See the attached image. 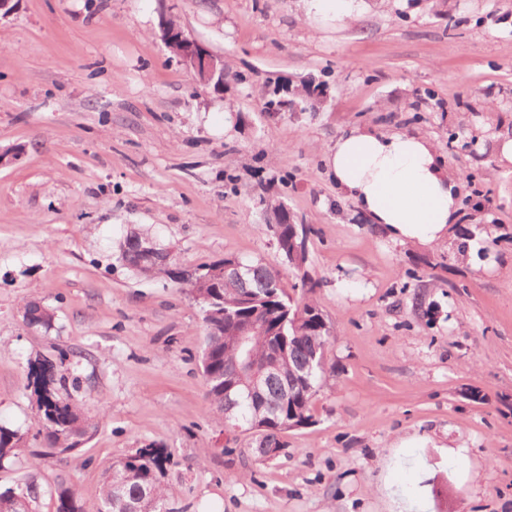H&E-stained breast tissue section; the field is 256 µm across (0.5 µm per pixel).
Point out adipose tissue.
<instances>
[{
  "instance_id": "1",
  "label": "adipose tissue",
  "mask_w": 512,
  "mask_h": 512,
  "mask_svg": "<svg viewBox=\"0 0 512 512\" xmlns=\"http://www.w3.org/2000/svg\"><path fill=\"white\" fill-rule=\"evenodd\" d=\"M314 33L343 31L365 0H300ZM323 161L336 189L369 222L402 245L435 247L461 216L460 191L433 140L420 132L355 126L326 148Z\"/></svg>"
}]
</instances>
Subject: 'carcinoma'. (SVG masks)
<instances>
[{"label":"carcinoma","instance_id":"obj_1","mask_svg":"<svg viewBox=\"0 0 512 512\" xmlns=\"http://www.w3.org/2000/svg\"><path fill=\"white\" fill-rule=\"evenodd\" d=\"M273 219L267 222L278 250L288 262L302 290L311 292L317 281L306 268L307 253L293 252L295 233L308 231L304 224L290 222L282 205L271 207ZM120 259L133 273L144 278L165 276L185 282L201 307L205 332L202 369L207 395L224 421L244 431L256 428L260 448L285 447L282 434L288 422L303 426L310 420L312 400L323 387L329 367L326 351L331 328L318 306L295 301L285 290L280 271L259 263L226 257L199 266L190 279L185 268L171 259L147 233L134 232L119 245ZM52 315L37 304L28 306V325L47 326ZM259 332L250 336L245 348L236 349L230 338L250 321ZM257 367L266 376L257 391L246 387L249 371ZM37 395L41 439L33 454L65 455L86 440L92 424L80 409L59 396L54 365L43 363L32 368ZM23 437L0 426V466L12 460ZM167 455L148 446L112 463L103 473L99 502L88 507L69 488L57 490L56 512H175L161 478ZM31 490L0 493V512H29Z\"/></svg>","mask_w":512,"mask_h":512}]
</instances>
